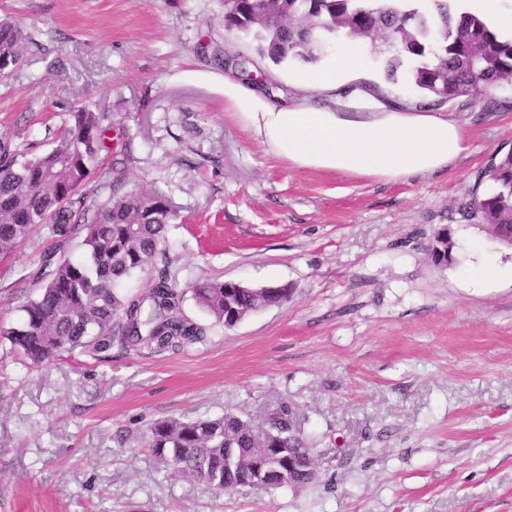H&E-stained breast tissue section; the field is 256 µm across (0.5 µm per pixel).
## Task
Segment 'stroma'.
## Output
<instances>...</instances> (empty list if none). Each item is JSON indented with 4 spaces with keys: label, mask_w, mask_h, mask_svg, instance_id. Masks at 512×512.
I'll list each match as a JSON object with an SVG mask.
<instances>
[{
    "label": "stroma",
    "mask_w": 512,
    "mask_h": 512,
    "mask_svg": "<svg viewBox=\"0 0 512 512\" xmlns=\"http://www.w3.org/2000/svg\"><path fill=\"white\" fill-rule=\"evenodd\" d=\"M224 0H0L35 39L0 79V144L49 150L71 111L110 113L128 142L126 186L175 212L161 260L207 329L179 352L118 346L30 366L0 337V512H512V280L473 286L487 257L512 265L465 204L512 149V90L438 106L468 136L448 169L396 182L288 168L224 118L209 78L224 53L255 57L224 29ZM275 102L330 95L268 67ZM414 111L425 101L369 66L357 84ZM448 227L454 261L434 265ZM47 225L0 260V327L35 298ZM203 278L291 285V300L215 324L189 290ZM293 406L313 443L303 490L216 494L145 444L164 418L230 410L253 424Z\"/></svg>",
    "instance_id": "1"
}]
</instances>
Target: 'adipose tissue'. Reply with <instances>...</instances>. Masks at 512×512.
Segmentation results:
<instances>
[{"label": "adipose tissue", "instance_id": "adipose-tissue-1", "mask_svg": "<svg viewBox=\"0 0 512 512\" xmlns=\"http://www.w3.org/2000/svg\"><path fill=\"white\" fill-rule=\"evenodd\" d=\"M364 67L359 45L344 37L328 64L297 73L304 88L345 89L333 108L274 103L232 71L217 81L227 118L292 169L391 182L447 169L467 151L465 131L448 117L391 109L347 90L349 76Z\"/></svg>", "mask_w": 512, "mask_h": 512}]
</instances>
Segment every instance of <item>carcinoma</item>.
I'll return each mask as SVG.
<instances>
[{
	"mask_svg": "<svg viewBox=\"0 0 512 512\" xmlns=\"http://www.w3.org/2000/svg\"><path fill=\"white\" fill-rule=\"evenodd\" d=\"M451 0H237L224 13V28L257 46L275 66L313 64L328 55L344 34L370 44L383 57L385 77L403 78L439 106L472 93L490 95L512 88V38L501 39L479 17L455 14ZM32 35L19 24L0 20V57L16 67ZM109 113L83 107L48 151L24 161L0 148V257L28 242L35 229L49 226L61 242L83 235L80 258L43 256L47 278L25 306L22 323L0 329L32 364L51 362L77 349L104 352L117 342L153 352L182 350L206 335V328L183 313L184 292L166 270L150 277L138 295L123 292L136 271L146 272L166 242L173 217L169 200L132 191L117 176L90 187L102 152L112 151ZM488 188L466 204L500 242H512V151L497 153L484 169ZM196 302L217 324L230 307L251 314L280 306L292 289L265 295L231 280L203 279L192 288ZM242 449L241 470L224 474V440ZM152 453L206 485H243L250 467L271 448H295L301 467L278 487L299 490L315 479L307 468L311 442L295 409L282 405L257 428L224 413L214 419L167 418L151 426Z\"/></svg>",
	"mask_w": 512,
	"mask_h": 512,
	"instance_id": "obj_1",
	"label": "carcinoma"
}]
</instances>
